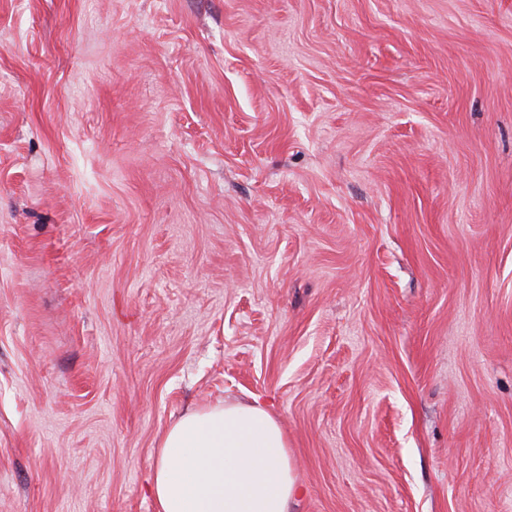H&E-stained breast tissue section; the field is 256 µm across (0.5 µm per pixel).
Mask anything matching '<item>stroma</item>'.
Here are the masks:
<instances>
[{
    "mask_svg": "<svg viewBox=\"0 0 512 512\" xmlns=\"http://www.w3.org/2000/svg\"><path fill=\"white\" fill-rule=\"evenodd\" d=\"M254 399L291 512H512V0H0V512Z\"/></svg>",
    "mask_w": 512,
    "mask_h": 512,
    "instance_id": "1",
    "label": "stroma"
}]
</instances>
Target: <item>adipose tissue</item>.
<instances>
[{
    "label": "adipose tissue",
    "instance_id": "obj_1",
    "mask_svg": "<svg viewBox=\"0 0 512 512\" xmlns=\"http://www.w3.org/2000/svg\"><path fill=\"white\" fill-rule=\"evenodd\" d=\"M151 493L156 512H289L288 439L256 401L187 410L160 439Z\"/></svg>",
    "mask_w": 512,
    "mask_h": 512
}]
</instances>
